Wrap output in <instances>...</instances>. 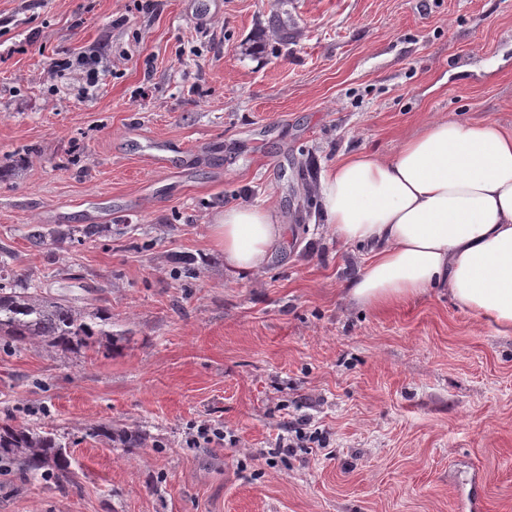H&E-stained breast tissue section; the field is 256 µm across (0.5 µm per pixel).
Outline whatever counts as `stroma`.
<instances>
[{
	"label": "stroma",
	"mask_w": 512,
	"mask_h": 512,
	"mask_svg": "<svg viewBox=\"0 0 512 512\" xmlns=\"http://www.w3.org/2000/svg\"><path fill=\"white\" fill-rule=\"evenodd\" d=\"M93 50L97 86L54 74ZM433 118L512 131V0H0V264L121 337L0 341V425L71 462L1 473L0 512H512V334L441 288L350 305L368 251L319 202L343 156ZM273 203L284 249L227 276L210 217ZM204 421L223 442L188 447ZM301 421L324 447L282 455ZM102 229L97 226V224H88L83 228H71L65 230H51L47 234L43 232H39L34 235L37 241H41L43 238L45 239L47 236L52 238L53 240H63V239H71L75 238L79 235L80 238H91L100 233Z\"/></svg>",
	"instance_id": "obj_1"
}]
</instances>
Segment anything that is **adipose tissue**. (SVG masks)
Listing matches in <instances>:
<instances>
[{"label":"adipose tissue","instance_id":"ef3b65f1","mask_svg":"<svg viewBox=\"0 0 512 512\" xmlns=\"http://www.w3.org/2000/svg\"><path fill=\"white\" fill-rule=\"evenodd\" d=\"M319 191L331 233L369 253L347 302L380 308L443 288L461 309L512 331V132L434 119L390 155L339 161ZM209 229L235 278L259 272L287 234L272 204L227 207Z\"/></svg>","mask_w":512,"mask_h":512}]
</instances>
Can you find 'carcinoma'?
Masks as SVG:
<instances>
[{
    "label": "carcinoma",
    "instance_id": "carcinoma-1",
    "mask_svg": "<svg viewBox=\"0 0 512 512\" xmlns=\"http://www.w3.org/2000/svg\"><path fill=\"white\" fill-rule=\"evenodd\" d=\"M101 228L89 224L83 228L51 230L35 234L36 240H54L76 236L91 238ZM97 316L73 305L63 297H47L38 291L8 282L0 267V336L23 345L40 343L51 349L90 348L102 341H112V333L97 327ZM56 435L36 431L24 425L0 428V462L18 466L36 478L65 479L69 461Z\"/></svg>",
    "mask_w": 512,
    "mask_h": 512
}]
</instances>
